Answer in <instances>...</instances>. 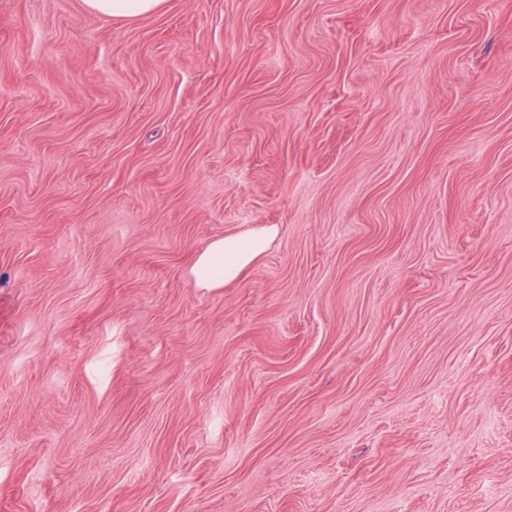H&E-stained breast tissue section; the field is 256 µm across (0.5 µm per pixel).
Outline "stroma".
<instances>
[{"label": "stroma", "instance_id": "obj_1", "mask_svg": "<svg viewBox=\"0 0 512 512\" xmlns=\"http://www.w3.org/2000/svg\"><path fill=\"white\" fill-rule=\"evenodd\" d=\"M0 512H512V0H0ZM164 0H84L92 12L109 18H134L156 12ZM277 234V226L271 225L246 235L214 239L198 256L190 275L201 288H222L240 278Z\"/></svg>", "mask_w": 512, "mask_h": 512}]
</instances>
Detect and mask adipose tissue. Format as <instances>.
I'll return each instance as SVG.
<instances>
[{"instance_id":"1","label":"adipose tissue","mask_w":512,"mask_h":512,"mask_svg":"<svg viewBox=\"0 0 512 512\" xmlns=\"http://www.w3.org/2000/svg\"><path fill=\"white\" fill-rule=\"evenodd\" d=\"M278 234L277 226H265L240 236L214 239L190 269L202 288H221L240 278L268 249Z\"/></svg>"}]
</instances>
